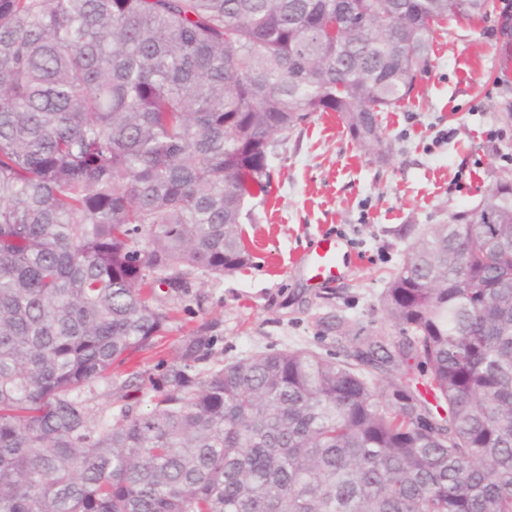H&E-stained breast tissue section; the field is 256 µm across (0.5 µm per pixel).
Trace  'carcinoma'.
I'll list each match as a JSON object with an SVG mask.
<instances>
[{"label":"carcinoma","mask_w":512,"mask_h":512,"mask_svg":"<svg viewBox=\"0 0 512 512\" xmlns=\"http://www.w3.org/2000/svg\"><path fill=\"white\" fill-rule=\"evenodd\" d=\"M496 0H0V512H512V181L382 293L402 342L191 373L150 409L85 389L150 349L144 289L249 259L277 138L367 152L433 34Z\"/></svg>","instance_id":"obj_1"}]
</instances>
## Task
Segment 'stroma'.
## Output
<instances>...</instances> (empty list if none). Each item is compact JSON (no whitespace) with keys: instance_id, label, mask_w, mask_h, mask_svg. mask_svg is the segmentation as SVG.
I'll use <instances>...</instances> for the list:
<instances>
[{"instance_id":"1","label":"stroma","mask_w":512,"mask_h":512,"mask_svg":"<svg viewBox=\"0 0 512 512\" xmlns=\"http://www.w3.org/2000/svg\"><path fill=\"white\" fill-rule=\"evenodd\" d=\"M390 149L366 153L333 112L311 114L279 139L272 189L253 198L242 228L250 260L215 279L196 273L180 288H157L151 303L178 308L164 336L111 378L86 389L94 409L148 408L166 366L189 340H212L200 368L269 350L310 348L338 356L373 336L400 339L381 294L410 248L451 213L477 205L497 182L512 180V45L500 21L451 20L434 35L429 66L409 100L381 113ZM505 132L491 142L487 130ZM347 246L346 267L331 286L313 284L297 259L322 234ZM141 378L130 383L131 368Z\"/></svg>"}]
</instances>
